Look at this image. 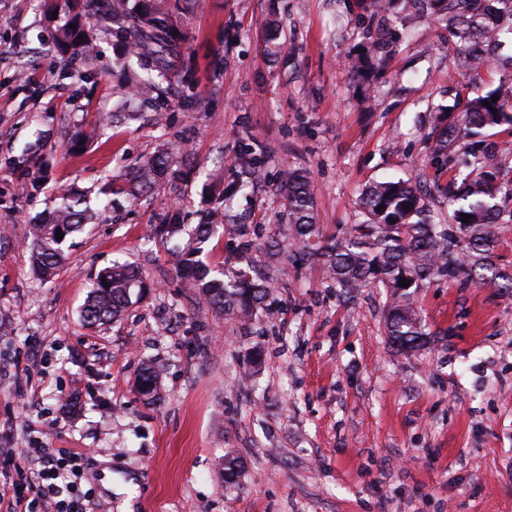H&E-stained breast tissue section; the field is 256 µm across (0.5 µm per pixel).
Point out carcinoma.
I'll list each match as a JSON object with an SVG mask.
<instances>
[{"instance_id": "cac0c4a2", "label": "carcinoma", "mask_w": 512, "mask_h": 512, "mask_svg": "<svg viewBox=\"0 0 512 512\" xmlns=\"http://www.w3.org/2000/svg\"><path fill=\"white\" fill-rule=\"evenodd\" d=\"M82 2V12L58 27L57 46L63 53L93 66L96 40L101 35L119 41L126 55L135 60L130 83L136 97L148 104L165 100L187 68L189 57L172 22L162 6L164 0H74ZM444 22L453 35L469 47L461 68L476 69L485 61L487 47L498 41L500 25L512 23V0H416ZM366 51L348 58L353 73L362 77L372 64ZM498 100H492V96ZM490 102V106L483 102ZM445 111L448 124L433 131L432 160L454 168L452 182L458 202L448 215V223L434 219L421 197L422 189L410 181H383L369 185L362 193L360 210L364 220L352 226L348 235L327 236L315 222L314 198L309 179L298 171L289 172L280 187L284 210L293 232L294 245L323 262L333 279L352 294L361 288L382 286L391 292L385 311L386 331L391 343L408 353L421 350L430 332L414 307V292L419 283L431 278L475 279L484 285L512 293V272L495 265L500 244L504 209L495 202L500 190L499 158L512 153L509 141L491 143L480 159L470 160L469 146L452 155L458 139L457 120L451 117L456 106ZM469 129L467 135L480 136L482 130L508 126L512 135V85H501L467 102L463 109ZM188 170L176 164L172 155L158 151L125 173L127 191L136 197L166 178L184 179ZM383 210H378V207ZM471 216L462 221V215ZM91 219L86 200L64 194L49 217L30 225L28 252L32 271L41 279L53 276L65 263L66 238L79 232ZM175 213L166 223L150 229L148 241L170 242L181 233ZM222 224L234 232L246 230L220 207L210 210L194 228L189 243L177 248V265L185 286L202 293L209 306L226 316L250 321L260 311L273 312L268 303L270 289L260 275L251 276L226 268L215 275L199 256L214 225ZM63 238H57V231ZM409 286H399L400 280ZM147 282L140 270L115 261L98 272L83 304L81 315L90 327L104 325L119 317L127 307L142 298ZM159 374L145 367L138 376L141 394L156 396Z\"/></svg>"}]
</instances>
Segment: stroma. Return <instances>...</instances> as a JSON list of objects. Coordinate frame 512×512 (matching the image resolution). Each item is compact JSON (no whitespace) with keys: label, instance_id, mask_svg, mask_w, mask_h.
Listing matches in <instances>:
<instances>
[{"label":"stroma","instance_id":"1","mask_svg":"<svg viewBox=\"0 0 512 512\" xmlns=\"http://www.w3.org/2000/svg\"><path fill=\"white\" fill-rule=\"evenodd\" d=\"M174 8L191 56L162 110L114 116L124 78L111 40L104 78L57 52L47 0H0V448H85L92 512H512V294L433 279L414 294L436 338L406 354L385 328V288L347 295L324 265L293 251L280 182L310 178L316 222L340 235L362 219L371 182H420L447 213V168L429 133L444 106L512 83V37L463 73L447 29L395 0L370 20L362 0H192ZM387 37L368 75L347 66L367 27ZM93 131L87 149L69 150ZM40 145L43 182L23 175ZM192 170L138 198L125 169L160 149ZM262 176L240 189L249 164ZM97 214L69 238L51 280L35 276L31 222L58 197ZM223 206L247 235L216 229L209 268L268 275L273 316L228 320L184 286L152 225H185ZM137 265L147 296L88 327L91 280ZM159 369L155 401L137 390ZM243 470L224 484V459Z\"/></svg>","mask_w":512,"mask_h":512}]
</instances>
